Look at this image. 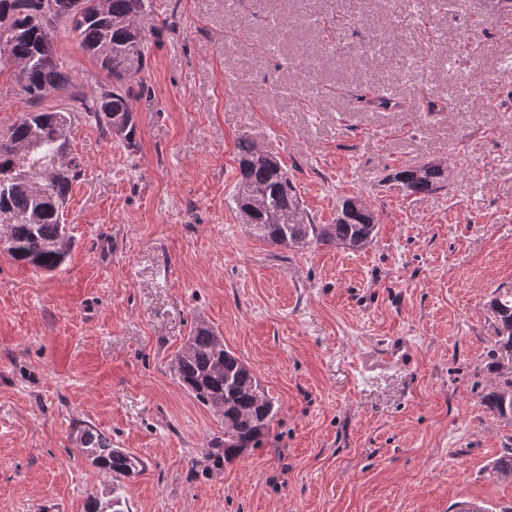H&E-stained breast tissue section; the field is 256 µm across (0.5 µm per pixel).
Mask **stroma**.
Listing matches in <instances>:
<instances>
[{"label": "stroma", "instance_id": "1", "mask_svg": "<svg viewBox=\"0 0 512 512\" xmlns=\"http://www.w3.org/2000/svg\"><path fill=\"white\" fill-rule=\"evenodd\" d=\"M143 25L136 148L72 121L84 174L66 262L39 272L0 252V512H84L108 492L77 450L86 424L145 459L123 482L130 512L512 503L484 476L512 419L480 403L487 303L512 287V19L489 0H242L232 19L224 0H157ZM54 48L72 81H107L70 30ZM244 136L277 154L316 223L361 199L372 243L249 234L232 202ZM428 161L447 164L444 190L385 180ZM201 322L278 408L261 447L206 477L192 466L224 426L170 369ZM395 337L410 366L384 356Z\"/></svg>", "mask_w": 512, "mask_h": 512}]
</instances>
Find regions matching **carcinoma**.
<instances>
[{"label":"carcinoma","instance_id":"obj_1","mask_svg":"<svg viewBox=\"0 0 512 512\" xmlns=\"http://www.w3.org/2000/svg\"><path fill=\"white\" fill-rule=\"evenodd\" d=\"M10 3L8 56L0 55V74L12 71L17 87L32 102L71 84L52 44L65 25L80 48L112 77L89 94L76 92V110L37 109L22 114L0 140V211L16 216L3 229V250L12 260L35 270L54 271L73 248L64 212L72 186L82 177L71 151L68 129L74 112L83 114L127 148L136 147V125L129 106L133 81L146 64L147 36L139 20L153 11V0H0ZM239 179L233 195L237 212L249 214L250 232L276 245L304 248L312 243H336L353 252L369 245L376 234L374 213L360 200L342 202L334 224H316L304 209L277 156L248 138L236 144ZM387 179L408 195L431 194L448 186V168L422 163L397 171ZM494 319L490 391L480 403L501 417L512 418V288H499L488 302ZM179 383L202 406L222 417L224 436L203 449L201 474L251 448H259L277 414L276 401L250 369L224 346L223 337L203 324L197 326L172 361ZM79 452L96 468L112 476L114 485L103 500L88 497L85 512H129L122 480L137 474L145 461L92 426L79 432ZM486 478L512 484V448L486 469Z\"/></svg>","mask_w":512,"mask_h":512}]
</instances>
